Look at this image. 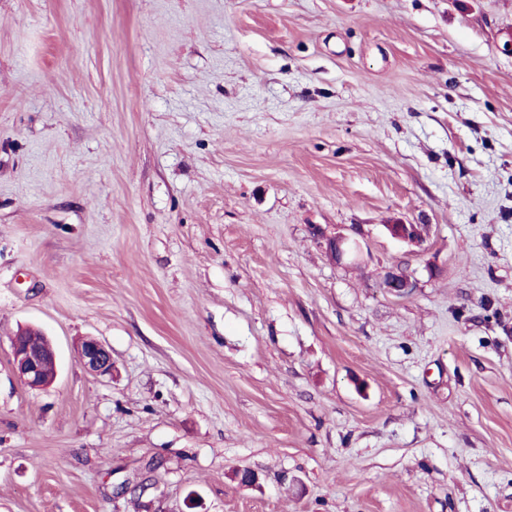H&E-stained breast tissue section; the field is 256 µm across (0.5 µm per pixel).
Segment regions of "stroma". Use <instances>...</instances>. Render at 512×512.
<instances>
[{"label": "stroma", "instance_id": "35a3bbf8", "mask_svg": "<svg viewBox=\"0 0 512 512\" xmlns=\"http://www.w3.org/2000/svg\"><path fill=\"white\" fill-rule=\"evenodd\" d=\"M511 36L512 0H0V512H512ZM25 336L21 339L28 343L38 344L44 341V336L32 334L34 331L26 330ZM18 336L11 342L13 363L24 383L31 389H43L54 378L56 370L55 352L51 344L45 342L41 348H33L26 344ZM47 362L53 366V374H48L45 370ZM83 367L96 375H109L112 372V351L96 339L83 342L79 351Z\"/></svg>", "mask_w": 512, "mask_h": 512}]
</instances>
